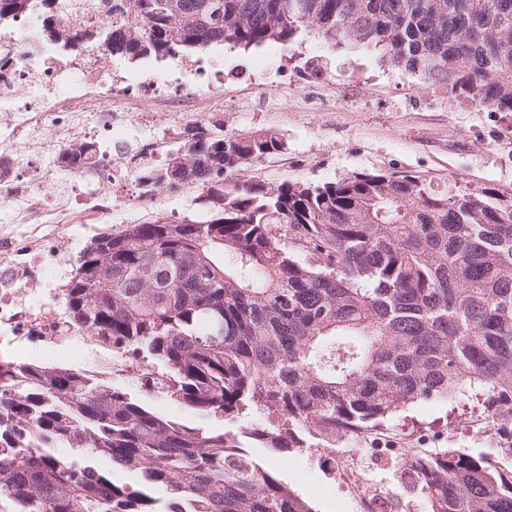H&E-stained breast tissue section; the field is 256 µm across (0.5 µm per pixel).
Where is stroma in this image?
Here are the masks:
<instances>
[{
	"label": "stroma",
	"instance_id": "obj_1",
	"mask_svg": "<svg viewBox=\"0 0 512 512\" xmlns=\"http://www.w3.org/2000/svg\"><path fill=\"white\" fill-rule=\"evenodd\" d=\"M314 57L327 78L311 72ZM204 61L200 84L222 73L225 101L223 113L204 115V122L223 126L228 135L267 129L285 142L282 152L245 166L240 178L274 186L397 173L420 177L441 191L492 188L512 197V112L475 104L450 86L391 68L378 53L327 49L312 32L290 46H215ZM273 80L287 94L276 111H256L254 91ZM160 217L206 221L210 214L195 188L164 187L95 223L59 227L35 264L31 287H63L92 237ZM43 362L88 371L126 364L128 372L113 374L112 385L143 397L161 414L190 424L201 420L166 395L142 393L143 363L133 355L119 356L107 347H85L76 355L69 343L52 344L35 334L17 342L0 339V367ZM500 442L484 389L467 385L452 398L416 402L380 427L337 439L334 447L292 449L279 464V476L315 512H428L424 492L403 475L407 457L453 448L497 460ZM354 465L363 474L358 483L349 478Z\"/></svg>",
	"mask_w": 512,
	"mask_h": 512
}]
</instances>
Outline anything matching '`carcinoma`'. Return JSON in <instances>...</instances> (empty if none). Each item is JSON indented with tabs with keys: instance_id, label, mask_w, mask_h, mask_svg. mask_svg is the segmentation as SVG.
<instances>
[{
	"instance_id": "1",
	"label": "carcinoma",
	"mask_w": 512,
	"mask_h": 512,
	"mask_svg": "<svg viewBox=\"0 0 512 512\" xmlns=\"http://www.w3.org/2000/svg\"><path fill=\"white\" fill-rule=\"evenodd\" d=\"M34 12L47 40L131 61L291 45L313 30L330 49L376 51L512 112V0H129L128 22L78 34L58 0H0V24ZM284 148L271 132L189 129L150 181L195 185L212 218L92 237L62 309L77 332L160 367L141 375L144 390L275 424L190 426L84 372L11 365L0 369V512H314L246 440L286 453L304 430L334 443L466 383L487 389L512 438V198L409 174L233 177ZM291 239L316 260L299 261ZM100 457L141 482H115ZM402 468L430 512H512V469L484 454L424 451Z\"/></svg>"
}]
</instances>
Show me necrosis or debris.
Returning a JSON list of instances; mask_svg holds the SVG:
<instances>
[{
  "label": "necrosis or debris",
  "instance_id": "necrosis-or-debris-1",
  "mask_svg": "<svg viewBox=\"0 0 512 512\" xmlns=\"http://www.w3.org/2000/svg\"><path fill=\"white\" fill-rule=\"evenodd\" d=\"M73 28L104 16L126 22L119 0H62ZM34 16L0 32V217L12 224H88L142 198L140 173L153 169L161 136L188 126L200 101L186 84L155 69L136 74L113 68L101 47L70 52L36 38ZM148 131L121 157L113 143L131 129ZM83 142L101 144L102 155L64 167L60 157ZM49 158L26 162L28 151ZM12 242L0 236V335L36 332L65 338L51 288H28L10 260Z\"/></svg>",
  "mask_w": 512,
  "mask_h": 512
}]
</instances>
